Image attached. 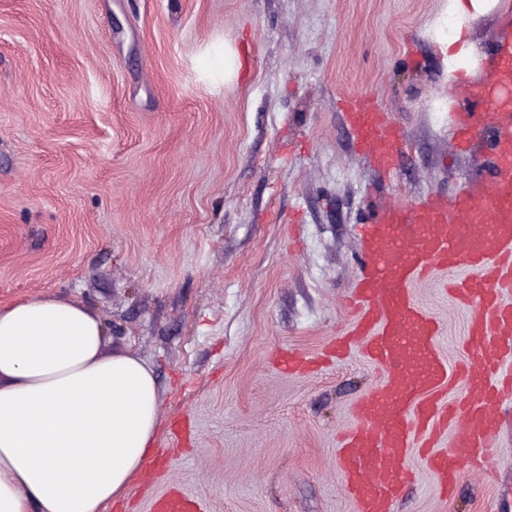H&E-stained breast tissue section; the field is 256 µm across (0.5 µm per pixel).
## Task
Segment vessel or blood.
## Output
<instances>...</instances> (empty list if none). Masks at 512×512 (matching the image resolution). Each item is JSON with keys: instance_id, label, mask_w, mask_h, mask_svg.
I'll return each instance as SVG.
<instances>
[{"instance_id": "vessel-or-blood-1", "label": "vessel or blood", "mask_w": 512, "mask_h": 512, "mask_svg": "<svg viewBox=\"0 0 512 512\" xmlns=\"http://www.w3.org/2000/svg\"><path fill=\"white\" fill-rule=\"evenodd\" d=\"M342 107L359 151L390 175L400 128L375 97L350 96ZM479 134L494 143L490 197L464 189L450 201L394 204L359 227L362 262L348 300L353 320L327 352L340 359L356 346L383 370L380 383L355 404L354 424L336 449L356 512H393L409 481L406 460L416 437L433 436L438 426L452 428L453 437L426 462L445 494L459 485L460 463L476 465L501 451L502 404L512 399V95L499 97L491 84L473 92L471 110L454 130L461 142ZM440 275L444 289L470 311L464 399L446 395L440 327L414 293L416 283ZM156 512H203V505L171 494Z\"/></svg>"}]
</instances>
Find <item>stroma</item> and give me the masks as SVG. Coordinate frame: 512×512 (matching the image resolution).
Masks as SVG:
<instances>
[{
    "label": "stroma",
    "mask_w": 512,
    "mask_h": 512,
    "mask_svg": "<svg viewBox=\"0 0 512 512\" xmlns=\"http://www.w3.org/2000/svg\"><path fill=\"white\" fill-rule=\"evenodd\" d=\"M448 0H0V306L53 297L105 324V354L154 371L155 449L107 512L180 493L205 512H355L338 434L381 379L359 350L316 372L352 320L358 227L377 207L487 196L490 147L452 143ZM241 68L224 81V50ZM374 96L406 142L391 176L342 108ZM454 375L470 313L416 286ZM191 421L186 443L171 428ZM443 498L424 462L394 512H512V422Z\"/></svg>",
    "instance_id": "obj_1"
}]
</instances>
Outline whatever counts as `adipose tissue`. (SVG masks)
Instances as JSON below:
<instances>
[{
	"instance_id": "1",
	"label": "adipose tissue",
	"mask_w": 512,
	"mask_h": 512,
	"mask_svg": "<svg viewBox=\"0 0 512 512\" xmlns=\"http://www.w3.org/2000/svg\"><path fill=\"white\" fill-rule=\"evenodd\" d=\"M512 0H448L437 40L456 106L485 55L472 24ZM106 329L79 303L22 299L0 307V512H105L124 500L154 449L160 396L152 369L103 355Z\"/></svg>"
}]
</instances>
